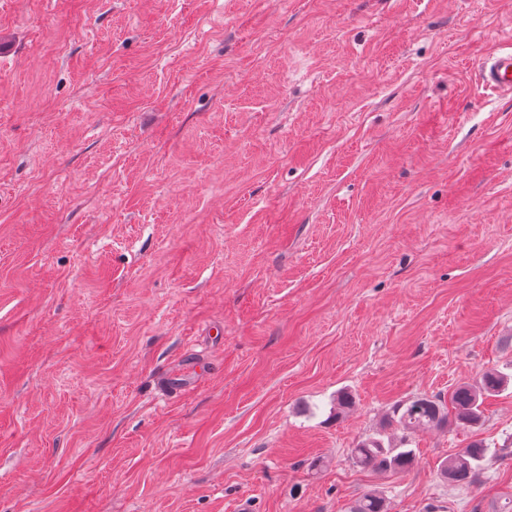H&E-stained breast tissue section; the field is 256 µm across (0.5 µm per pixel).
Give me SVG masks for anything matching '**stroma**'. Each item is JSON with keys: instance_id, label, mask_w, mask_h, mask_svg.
<instances>
[{"instance_id": "1", "label": "stroma", "mask_w": 512, "mask_h": 512, "mask_svg": "<svg viewBox=\"0 0 512 512\" xmlns=\"http://www.w3.org/2000/svg\"><path fill=\"white\" fill-rule=\"evenodd\" d=\"M511 42L512 0H0V512H500L512 458L438 468L512 386L384 422L512 370ZM482 84L500 94L512 96V50L502 48L488 56L480 66ZM508 377L497 369L485 371L476 384H458L448 392V405L441 396L419 395L391 407L387 425H397L407 434L448 425L474 428L482 421L484 399L504 389ZM350 455L354 464L383 472H405L414 463L412 449L386 447L383 440L375 436L359 441ZM489 444L482 439L472 440L461 454L448 457L441 467L442 475L458 486H471L480 481L490 453Z\"/></svg>"}]
</instances>
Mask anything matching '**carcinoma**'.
Masks as SVG:
<instances>
[{
	"instance_id": "carcinoma-1",
	"label": "carcinoma",
	"mask_w": 512,
	"mask_h": 512,
	"mask_svg": "<svg viewBox=\"0 0 512 512\" xmlns=\"http://www.w3.org/2000/svg\"><path fill=\"white\" fill-rule=\"evenodd\" d=\"M508 377L497 369H489L475 384H458L448 392V399L419 395L398 401L391 407L387 423L397 425L408 434L440 428L453 421L462 428H474L482 421L484 399L504 389ZM490 453L489 444L472 440L461 454L446 459L442 475L458 486H471L480 481ZM354 464L383 472H405L414 463L413 450L385 446L382 439L370 436L359 441L350 452ZM351 512H387L386 499L377 492H367L353 503Z\"/></svg>"
}]
</instances>
